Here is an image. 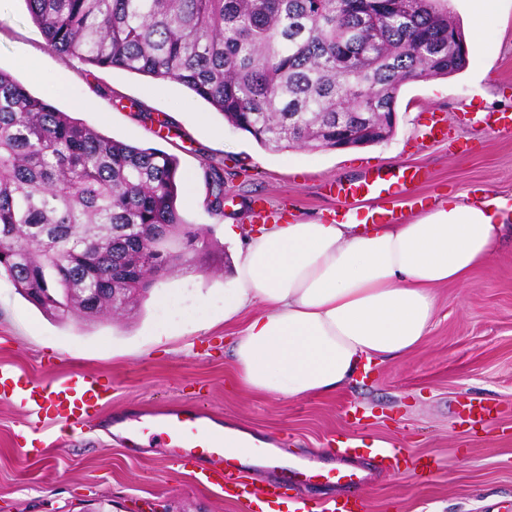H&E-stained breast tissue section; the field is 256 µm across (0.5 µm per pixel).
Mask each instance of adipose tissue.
<instances>
[{
	"instance_id": "obj_1",
	"label": "adipose tissue",
	"mask_w": 512,
	"mask_h": 512,
	"mask_svg": "<svg viewBox=\"0 0 512 512\" xmlns=\"http://www.w3.org/2000/svg\"><path fill=\"white\" fill-rule=\"evenodd\" d=\"M504 207L455 193L407 223L291 221L250 237L224 291L239 384L288 400L328 395L373 358L414 350L436 288L466 284L495 253Z\"/></svg>"
}]
</instances>
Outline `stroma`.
Returning <instances> with one entry per match:
<instances>
[{"instance_id":"stroma-1","label":"stroma","mask_w":512,"mask_h":512,"mask_svg":"<svg viewBox=\"0 0 512 512\" xmlns=\"http://www.w3.org/2000/svg\"><path fill=\"white\" fill-rule=\"evenodd\" d=\"M468 64L448 78L402 87L394 134L364 148L269 150L235 129L186 87L121 69L83 71L49 49L25 0H0V70L30 93L102 134L141 148H157L178 161V207L184 218L234 257L254 232V201L299 221L323 218L337 207L325 191L331 181L353 182L367 169L421 168L400 218L414 220L425 202L486 191L506 200L512 226V133L479 124L489 112L512 114V0L481 40L468 41ZM113 90L97 95V84ZM449 116L448 139H425L421 111ZM146 108L168 117L177 134L160 138L137 116ZM223 161L227 199L223 216L211 215L190 178H202V161ZM236 225L238 238L224 236ZM229 269L167 275L140 310L94 323L59 321L43 314L0 275V364L41 380L91 369L112 380L111 399L98 409L96 429L76 433L50 424L43 441L24 448L17 426L23 415L0 401V512H245L214 489L197 486L190 467L174 465L172 449L144 437L135 445L112 424L166 405H197L217 423L246 429L316 467L336 464L339 440H383L439 462L431 474L407 469L372 475L360 488L368 512H512V235L465 286L436 290L429 336L406 356L373 364L330 396L286 400L242 390L221 321ZM160 293L175 295L191 323L163 338ZM211 329L194 330L200 301ZM497 404L494 419L473 426L454 413L456 399ZM365 413L347 422L351 407Z\"/></svg>"}]
</instances>
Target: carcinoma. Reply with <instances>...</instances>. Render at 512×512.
Listing matches in <instances>:
<instances>
[{
	"instance_id": "carcinoma-1",
	"label": "carcinoma",
	"mask_w": 512,
	"mask_h": 512,
	"mask_svg": "<svg viewBox=\"0 0 512 512\" xmlns=\"http://www.w3.org/2000/svg\"><path fill=\"white\" fill-rule=\"evenodd\" d=\"M47 45L94 68L189 88L260 146H336V121L371 112L391 136L401 87L450 77L448 0H26ZM207 210L224 215V163L203 160ZM173 159L106 137L0 70V272L28 299L53 288L58 320H93L74 293L133 306L137 256L162 275L179 241L218 245L176 207Z\"/></svg>"
}]
</instances>
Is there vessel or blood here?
I'll use <instances>...</instances> for the list:
<instances>
[{
  "label": "vessel or blood",
  "mask_w": 512,
  "mask_h": 512,
  "mask_svg": "<svg viewBox=\"0 0 512 512\" xmlns=\"http://www.w3.org/2000/svg\"><path fill=\"white\" fill-rule=\"evenodd\" d=\"M422 176L420 169L402 167L395 171L368 172L358 183L349 186L339 181L329 182V192L335 193L340 202L335 222L394 223L397 206L408 183ZM363 198L374 200L375 208L361 211L358 202ZM111 389L102 375L89 370L70 371L36 381L23 376L13 366L0 364V400L23 412L24 430L29 434L43 431L55 419L77 429L93 426L94 413ZM140 431L173 449L176 462L188 465L197 456H208V466L194 475L196 483L221 490L225 498L244 503L247 512H264L265 506L279 495L281 480L255 484L241 466L227 457L223 438L213 433L210 417L202 409L177 406L163 410L149 415ZM337 458L339 465L334 480L345 492L336 500L332 512H365V505L357 494L364 480L361 462H368L381 471L404 465L421 474L433 472L438 466L434 458L415 457L393 447L369 451L348 444L338 449Z\"/></svg>",
  "instance_id": "obj_1"
}]
</instances>
